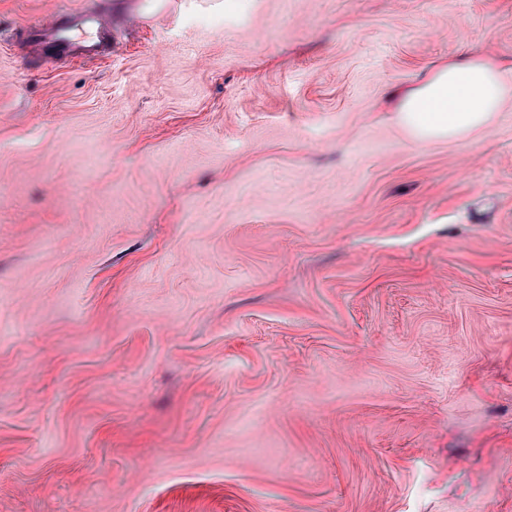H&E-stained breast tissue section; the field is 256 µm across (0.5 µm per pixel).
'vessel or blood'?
I'll return each instance as SVG.
<instances>
[{
	"label": "vessel or blood",
	"instance_id": "1",
	"mask_svg": "<svg viewBox=\"0 0 512 512\" xmlns=\"http://www.w3.org/2000/svg\"><path fill=\"white\" fill-rule=\"evenodd\" d=\"M18 34L38 57L53 65L95 63L112 55V30L100 16L81 8L58 15L47 23L22 26Z\"/></svg>",
	"mask_w": 512,
	"mask_h": 512
}]
</instances>
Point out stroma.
<instances>
[{"label": "stroma", "mask_w": 512, "mask_h": 512, "mask_svg": "<svg viewBox=\"0 0 512 512\" xmlns=\"http://www.w3.org/2000/svg\"><path fill=\"white\" fill-rule=\"evenodd\" d=\"M475 50L512 0H0V512H512V94L394 112ZM17 35L38 57L55 66L101 62L112 56V29L85 8L62 13L47 23L22 26ZM501 60L473 53L433 66L417 86L398 95V121L419 141L455 139L483 128L506 95Z\"/></svg>", "instance_id": "1"}]
</instances>
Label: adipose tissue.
I'll use <instances>...</instances> for the list:
<instances>
[{
  "instance_id": "ef3b65f1",
  "label": "adipose tissue",
  "mask_w": 512,
  "mask_h": 512,
  "mask_svg": "<svg viewBox=\"0 0 512 512\" xmlns=\"http://www.w3.org/2000/svg\"><path fill=\"white\" fill-rule=\"evenodd\" d=\"M501 60L480 53L433 66L398 96V121L420 141L455 139L483 128L506 95Z\"/></svg>"
}]
</instances>
